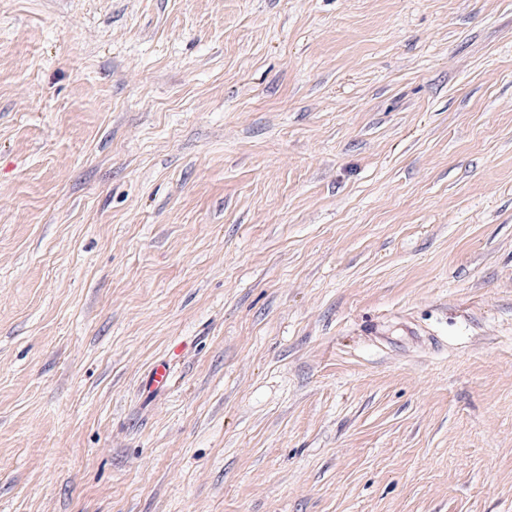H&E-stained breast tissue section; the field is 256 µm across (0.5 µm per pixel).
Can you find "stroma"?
<instances>
[{"mask_svg": "<svg viewBox=\"0 0 512 512\" xmlns=\"http://www.w3.org/2000/svg\"><path fill=\"white\" fill-rule=\"evenodd\" d=\"M0 512H512V0H0Z\"/></svg>", "mask_w": 512, "mask_h": 512, "instance_id": "1", "label": "stroma"}]
</instances>
